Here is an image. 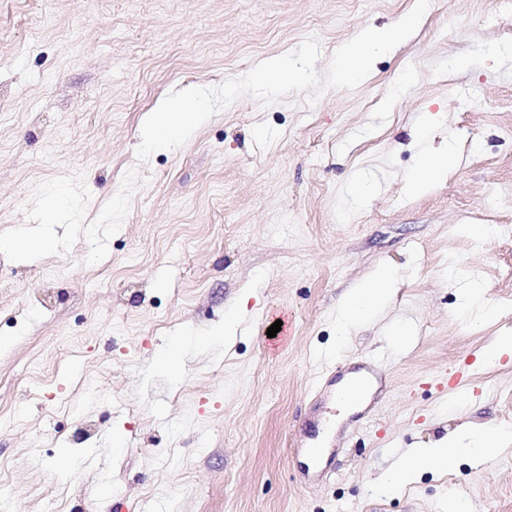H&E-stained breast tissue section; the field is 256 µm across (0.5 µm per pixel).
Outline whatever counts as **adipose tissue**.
<instances>
[{
  "label": "adipose tissue",
  "mask_w": 512,
  "mask_h": 512,
  "mask_svg": "<svg viewBox=\"0 0 512 512\" xmlns=\"http://www.w3.org/2000/svg\"><path fill=\"white\" fill-rule=\"evenodd\" d=\"M64 204L60 194L49 196L43 215L46 225L33 233L11 232L0 235V252L28 255L50 248L53 236L49 230ZM392 273L380 272L375 281L355 289L343 301L338 323L340 327L357 324L367 313L380 305L392 292ZM512 443V430L492 427H462L456 433L433 441L429 446L403 449L393 465L385 471L379 483L383 492H394L413 483L428 467L447 469L458 457L464 456L476 466L489 458L492 449Z\"/></svg>",
  "instance_id": "1"
}]
</instances>
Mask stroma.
I'll return each instance as SVG.
<instances>
[{
	"label": "stroma",
	"instance_id": "1",
	"mask_svg": "<svg viewBox=\"0 0 512 512\" xmlns=\"http://www.w3.org/2000/svg\"><path fill=\"white\" fill-rule=\"evenodd\" d=\"M412 7L0 0V231L42 226L50 191L67 200L52 248L0 252V512H512V451L375 489L399 449L512 426V358L476 361L512 333V0H431L357 88L244 96L137 155L168 93L309 37L326 73ZM450 146L448 175L412 188L420 149ZM385 268L390 299L338 338L346 295ZM474 279L496 322L457 316ZM278 320L287 334L268 337ZM176 339L173 378L154 362ZM351 367L379 382L369 419H346L309 477L306 445L336 413L327 380Z\"/></svg>",
	"mask_w": 512,
	"mask_h": 512
}]
</instances>
